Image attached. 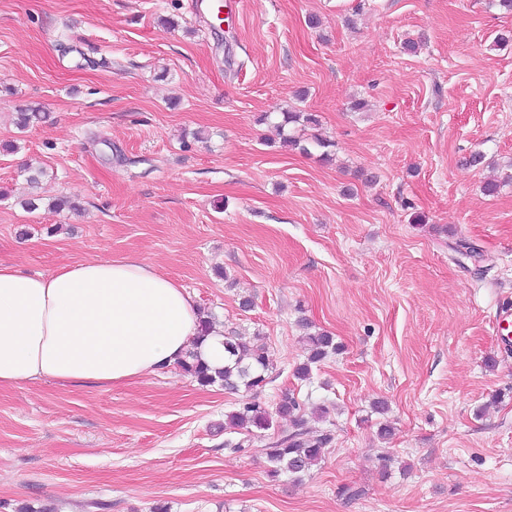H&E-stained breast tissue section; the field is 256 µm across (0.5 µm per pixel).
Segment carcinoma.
<instances>
[{
  "mask_svg": "<svg viewBox=\"0 0 512 512\" xmlns=\"http://www.w3.org/2000/svg\"><path fill=\"white\" fill-rule=\"evenodd\" d=\"M46 118V112L41 107L28 106L16 113L15 124L23 131ZM305 342L306 359L294 371V377L298 380L309 379L313 365L340 349L334 337L323 330L310 331L305 336ZM180 367L202 386L219 382L228 390L242 388L255 393L268 383L270 362L265 345L255 344L239 334L228 333L224 335V369L213 371L192 355L182 360ZM275 414L290 420L289 433L277 436L268 434ZM306 424L300 403L288 391L281 394L273 413L253 398L225 415L224 434L227 438L224 439V448L243 452L260 444L267 448L269 478L276 480L286 474L293 481L300 482L320 463L325 448L333 440L332 430L311 436Z\"/></svg>",
  "mask_w": 512,
  "mask_h": 512,
  "instance_id": "carcinoma-1",
  "label": "carcinoma"
}]
</instances>
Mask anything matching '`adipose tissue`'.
Returning a JSON list of instances; mask_svg holds the SVG:
<instances>
[{
	"mask_svg": "<svg viewBox=\"0 0 512 512\" xmlns=\"http://www.w3.org/2000/svg\"><path fill=\"white\" fill-rule=\"evenodd\" d=\"M192 349L223 367V327L201 336L186 288L140 259H93L48 275L0 262V388L118 386Z\"/></svg>",
	"mask_w": 512,
	"mask_h": 512,
	"instance_id": "ef3b65f1",
	"label": "adipose tissue"
}]
</instances>
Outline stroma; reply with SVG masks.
Here are the masks:
<instances>
[{"instance_id":"stroma-1","label":"stroma","mask_w":512,"mask_h":512,"mask_svg":"<svg viewBox=\"0 0 512 512\" xmlns=\"http://www.w3.org/2000/svg\"><path fill=\"white\" fill-rule=\"evenodd\" d=\"M504 33L512 13L488 0H239L217 35L187 0H0V262L155 266L260 336L263 405L293 392L334 434L310 476L274 481L264 449L224 448L249 393L181 367L1 389L0 512H512V351L494 331L512 183L484 191L512 160ZM30 105L49 119L18 130ZM285 110L315 116L328 150L274 143L260 117ZM60 196L80 210H48ZM461 237L479 259L451 250ZM303 318L342 346L306 381Z\"/></svg>"}]
</instances>
